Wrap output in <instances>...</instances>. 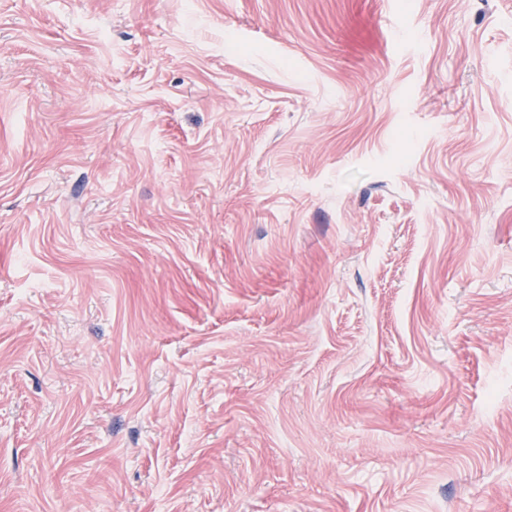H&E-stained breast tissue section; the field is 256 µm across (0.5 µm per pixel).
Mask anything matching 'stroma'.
<instances>
[{
  "label": "stroma",
  "instance_id": "obj_1",
  "mask_svg": "<svg viewBox=\"0 0 512 512\" xmlns=\"http://www.w3.org/2000/svg\"><path fill=\"white\" fill-rule=\"evenodd\" d=\"M0 512H512V0H0Z\"/></svg>",
  "mask_w": 512,
  "mask_h": 512
}]
</instances>
